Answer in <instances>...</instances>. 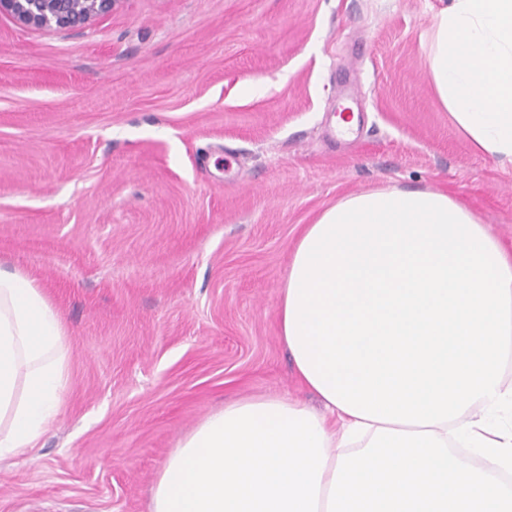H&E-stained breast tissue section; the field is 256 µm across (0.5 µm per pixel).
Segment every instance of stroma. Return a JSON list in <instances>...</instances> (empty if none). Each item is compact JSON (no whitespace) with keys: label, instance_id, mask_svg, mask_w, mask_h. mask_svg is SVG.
Masks as SVG:
<instances>
[{"label":"stroma","instance_id":"1","mask_svg":"<svg viewBox=\"0 0 512 512\" xmlns=\"http://www.w3.org/2000/svg\"><path fill=\"white\" fill-rule=\"evenodd\" d=\"M442 5L119 0L79 30L0 15V266L44 288L69 348L58 419L0 460V512H150L164 459L225 403L319 408L277 305L303 228L342 197L445 191L512 251V164L468 146L428 79Z\"/></svg>","mask_w":512,"mask_h":512}]
</instances>
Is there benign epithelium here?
<instances>
[{
    "label": "benign epithelium",
    "mask_w": 512,
    "mask_h": 512,
    "mask_svg": "<svg viewBox=\"0 0 512 512\" xmlns=\"http://www.w3.org/2000/svg\"><path fill=\"white\" fill-rule=\"evenodd\" d=\"M118 0H0V14L36 29H82L112 12Z\"/></svg>",
    "instance_id": "7a95c632"
}]
</instances>
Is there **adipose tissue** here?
<instances>
[{"label":"adipose tissue","mask_w":512,"mask_h":512,"mask_svg":"<svg viewBox=\"0 0 512 512\" xmlns=\"http://www.w3.org/2000/svg\"><path fill=\"white\" fill-rule=\"evenodd\" d=\"M430 83L470 148L512 162V0H451ZM321 410L242 398L165 460L151 512H512V253L468 206L389 186L299 236L278 303ZM63 321L0 267V458L33 447L67 388Z\"/></svg>","instance_id":"obj_1"}]
</instances>
